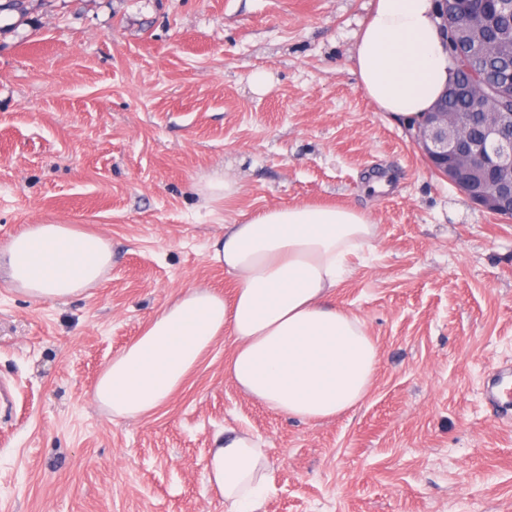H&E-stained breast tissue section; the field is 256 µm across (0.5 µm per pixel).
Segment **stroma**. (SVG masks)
Listing matches in <instances>:
<instances>
[{"instance_id":"35a3bbf8","label":"stroma","mask_w":512,"mask_h":512,"mask_svg":"<svg viewBox=\"0 0 512 512\" xmlns=\"http://www.w3.org/2000/svg\"><path fill=\"white\" fill-rule=\"evenodd\" d=\"M0 0V248L26 224L100 234L112 264L65 300L0 275V512H224L217 432L258 439L259 512H512V219L435 174L352 73L370 0ZM233 194L204 192L214 176ZM386 177L383 190L372 176ZM338 204L377 224L333 302L380 363L354 410H268L219 337L149 416L94 398L179 290L230 291L208 254L269 207Z\"/></svg>"}]
</instances>
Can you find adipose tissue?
I'll use <instances>...</instances> for the list:
<instances>
[{
	"mask_svg": "<svg viewBox=\"0 0 512 512\" xmlns=\"http://www.w3.org/2000/svg\"><path fill=\"white\" fill-rule=\"evenodd\" d=\"M439 24L434 0H374L353 72L377 111L411 123L439 99L452 78ZM376 237L371 218L345 206H280L225 225L209 258L233 282L231 294L198 285L167 301L105 368L96 401L119 417L147 416L228 335L226 370L263 406L307 421L355 409L372 385L378 347L332 295L353 272L350 257ZM111 264L104 237L66 224L24 225L0 250L11 283L36 299L75 296ZM270 479L255 438L233 429L216 437L207 480L225 512H258Z\"/></svg>",
	"mask_w": 512,
	"mask_h": 512,
	"instance_id": "1",
	"label": "adipose tissue"
}]
</instances>
